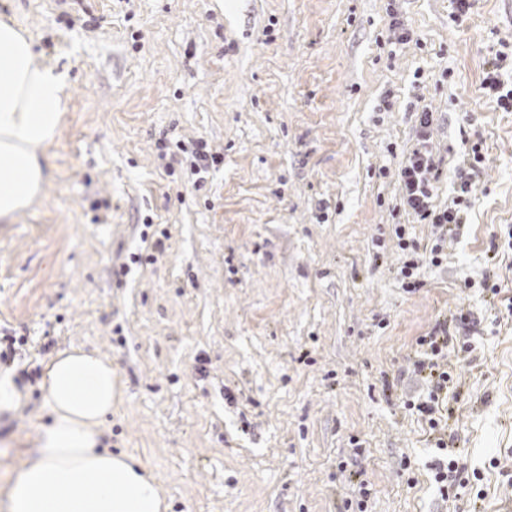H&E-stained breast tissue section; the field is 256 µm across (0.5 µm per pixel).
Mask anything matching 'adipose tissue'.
Wrapping results in <instances>:
<instances>
[{"label":"adipose tissue","instance_id":"adipose-tissue-1","mask_svg":"<svg viewBox=\"0 0 512 512\" xmlns=\"http://www.w3.org/2000/svg\"><path fill=\"white\" fill-rule=\"evenodd\" d=\"M66 72L35 62L34 42L0 20V220L29 208L49 179L40 163L68 108ZM119 395L110 361L92 350L58 356L48 372L49 423L9 485L0 512H167L134 458L101 446Z\"/></svg>","mask_w":512,"mask_h":512}]
</instances>
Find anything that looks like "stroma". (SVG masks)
<instances>
[{
	"mask_svg": "<svg viewBox=\"0 0 512 512\" xmlns=\"http://www.w3.org/2000/svg\"><path fill=\"white\" fill-rule=\"evenodd\" d=\"M1 18L70 103L40 198L0 223V339H26L0 494L39 445L48 363L81 346L122 384L104 446L168 512H352L363 481L368 512H512V112L481 87L512 0H0ZM424 108L434 205L473 143L484 160L409 293L394 228L432 236L400 206ZM200 139L224 161L199 189ZM462 310L480 325L447 442L472 475L445 499L406 402L418 338Z\"/></svg>",
	"mask_w": 512,
	"mask_h": 512,
	"instance_id": "35a3bbf8",
	"label": "stroma"
}]
</instances>
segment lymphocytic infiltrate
<instances>
[{"label": "lymphocytic infiltrate", "instance_id": "lymphocytic-infiltrate-1", "mask_svg": "<svg viewBox=\"0 0 512 512\" xmlns=\"http://www.w3.org/2000/svg\"><path fill=\"white\" fill-rule=\"evenodd\" d=\"M433 114L422 110L419 116L418 139L400 171L403 185L402 205L406 213L428 221L433 228L431 244L419 246L415 240L406 238L404 227H396L397 247L402 252L399 275L402 286L412 292L420 288L419 270L423 263L441 265L450 238L456 237L467 219V212L479 185L480 151H473L465 166L457 172L454 195L448 206L436 208L433 203L434 186L432 172L436 167L434 156L429 148L430 128ZM452 341L447 326H440L428 335L420 337V350L413 366L416 373H428L431 387L424 400L415 403V410L421 415L430 430H438L439 414L443 400L441 395L452 384L454 377L447 364L448 343Z\"/></svg>", "mask_w": 512, "mask_h": 512}]
</instances>
